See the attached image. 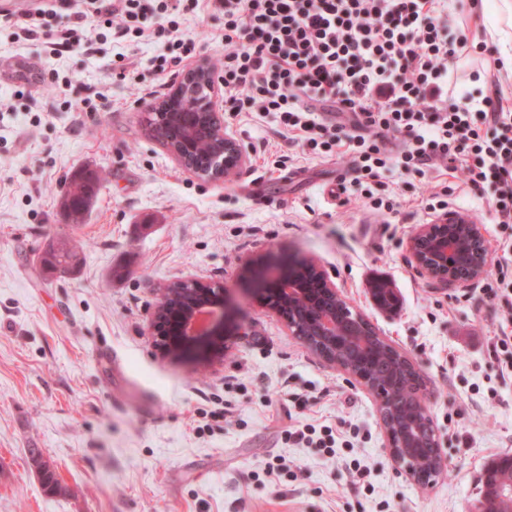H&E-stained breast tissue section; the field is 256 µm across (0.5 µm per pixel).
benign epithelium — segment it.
Here are the masks:
<instances>
[{
    "label": "benign epithelium",
    "instance_id": "1",
    "mask_svg": "<svg viewBox=\"0 0 512 512\" xmlns=\"http://www.w3.org/2000/svg\"><path fill=\"white\" fill-rule=\"evenodd\" d=\"M219 79L206 63L189 68L182 80L170 88L168 97L146 107L148 112H170L182 99L201 97L210 128L223 139L224 171L207 176L185 152L169 148L172 157L201 179L216 180L248 162L244 148L224 132L223 113L218 106ZM414 263L431 278L445 285H460L478 279L491 253L482 228L461 216L444 217L437 224L421 225L409 241ZM257 303L278 317L291 335L326 363L340 368L369 390L379 402L380 420L390 458L396 469L418 483L430 484L441 473L445 457L424 400H419L422 418L397 430L392 429L390 413L397 401L387 382H369L351 367L336 359V353L357 348L368 356L373 338L384 340L364 324L366 318L350 310L336 284L317 258L290 259L279 264L275 274L257 268L248 277ZM195 291L188 304L169 302L170 290L160 289L151 326L156 346L166 355L203 351L218 358L227 348L230 336H238L242 326L229 312L222 290L196 278L185 280Z\"/></svg>",
    "mask_w": 512,
    "mask_h": 512
}]
</instances>
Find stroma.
I'll return each instance as SVG.
<instances>
[{
  "label": "stroma",
  "instance_id": "stroma-1",
  "mask_svg": "<svg viewBox=\"0 0 512 512\" xmlns=\"http://www.w3.org/2000/svg\"><path fill=\"white\" fill-rule=\"evenodd\" d=\"M224 17L212 0L184 15L186 37L218 65L213 40ZM468 37L450 89L474 100L502 94L498 47L480 9L455 13ZM92 55L46 57L39 42L0 24V512H476L486 465L512 454V380L490 353L502 319L483 280L444 287L409 258L411 236L441 220L430 190L448 182V209L495 239L485 198L460 179L388 175L396 205L375 211L334 186L346 167L277 138L268 120L225 124L250 156L232 176L207 181L180 166L145 123L144 108L178 83L183 68L146 86L113 80L120 54L149 68L159 44L103 38ZM56 69L59 92L43 87ZM97 104L79 109L81 100ZM288 155L271 171L251 153ZM101 178L83 223L60 202L76 171ZM82 248L62 272L45 264L51 240ZM318 258L350 308L361 312L423 379L421 393L446 457L422 486L401 474L385 444L375 396L313 355L246 289L243 266ZM222 287L243 327L220 362L163 356L149 324L160 288L186 278ZM400 299L377 308L375 280ZM345 419L364 441L327 455L289 444L291 422ZM39 447L66 491L46 493L30 463ZM359 460L369 487L353 485ZM282 466L267 475V465Z\"/></svg>",
  "mask_w": 512,
  "mask_h": 512
}]
</instances>
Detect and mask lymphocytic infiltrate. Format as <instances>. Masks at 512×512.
Masks as SVG:
<instances>
[{
	"label": "lymphocytic infiltrate",
	"instance_id": "1",
	"mask_svg": "<svg viewBox=\"0 0 512 512\" xmlns=\"http://www.w3.org/2000/svg\"><path fill=\"white\" fill-rule=\"evenodd\" d=\"M69 27L42 11L6 14L53 56L93 54L92 28L161 44L151 69L127 62L118 81L143 83L198 54L181 33L182 0H82ZM224 15L221 79L233 114L252 112L309 154L347 160L350 184L376 210L389 206L386 174L427 178L445 167L489 198L503 251L486 294L512 315V110L477 108L448 92L466 37L451 31L447 0H215ZM332 106L335 119L323 113Z\"/></svg>",
	"mask_w": 512,
	"mask_h": 512
}]
</instances>
